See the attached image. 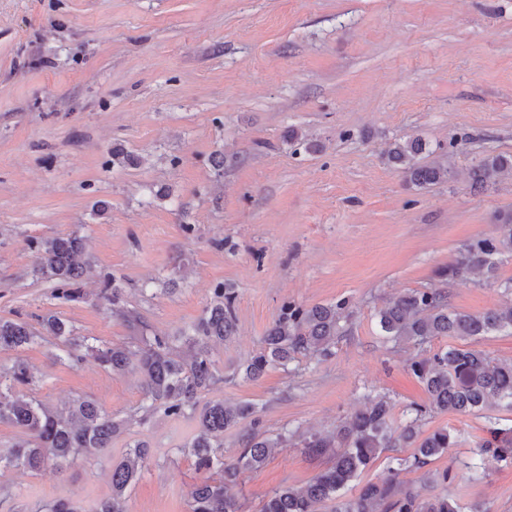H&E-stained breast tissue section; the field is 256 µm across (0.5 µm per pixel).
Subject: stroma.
Returning <instances> with one entry per match:
<instances>
[{
	"label": "stroma",
	"mask_w": 512,
	"mask_h": 512,
	"mask_svg": "<svg viewBox=\"0 0 512 512\" xmlns=\"http://www.w3.org/2000/svg\"><path fill=\"white\" fill-rule=\"evenodd\" d=\"M293 132L317 151H297ZM413 137L457 141L448 182L416 187L387 161L391 143ZM116 147L135 164L113 162ZM489 152L512 155V0H0V317L52 311L77 335L130 341L121 317L92 304L97 279L84 281L87 301L63 304L32 273L27 238L78 233L152 332L190 327L217 284L231 288L237 332L213 351L220 379L207 399L256 403L273 434L333 433L367 393L399 410L425 401L410 350L383 342L374 314L436 285L465 241L512 211V173L470 188ZM341 298L355 316L332 357L236 376L283 301ZM510 302L478 278L451 289L469 313ZM59 353L49 342L0 350V365L23 358L37 397L55 405L90 394L119 419L138 406L136 376L90 359L70 367ZM490 416L512 412L427 416L422 434L457 433L434 469L468 460ZM194 430L159 414L64 475L1 473L0 512L61 499L94 512L134 440L151 456L128 512H189L201 474L182 449ZM330 464L278 449L240 476L243 512ZM485 469L449 484V497L512 512V468L489 457Z\"/></svg>",
	"instance_id": "obj_1"
}]
</instances>
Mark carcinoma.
<instances>
[{"instance_id": "1", "label": "carcinoma", "mask_w": 512, "mask_h": 512, "mask_svg": "<svg viewBox=\"0 0 512 512\" xmlns=\"http://www.w3.org/2000/svg\"><path fill=\"white\" fill-rule=\"evenodd\" d=\"M432 154L418 138L396 142L388 160L418 188L448 181V159L441 156L421 163ZM505 172L512 173V156L486 154L473 164L471 187L484 189ZM26 248L34 257L33 274L52 284L53 298L62 302L82 298L79 284L87 273L82 260L84 239L76 234L30 237ZM512 259V212L498 216L496 232L477 236L458 250L448 266L438 271L440 287L409 290L387 302L376 312L380 335L396 344L420 348L407 368L424 386L428 400L411 403L394 426L395 405L385 395H364L362 407L345 417L331 436L318 433L296 435L294 431L264 436L259 433V410L251 402L226 404L222 400L201 402L202 394L217 381L213 347L224 344L237 326L236 296L222 285L212 290V299L198 320L173 336L149 332V326L134 310H123L128 326L138 333L134 347L101 342L76 334L73 326L55 312L42 315L37 325L21 319H0V349H19L49 338L61 347L59 359L77 366L91 357L105 371L122 377L135 372L140 377L142 400L127 417L117 419L92 395L79 396L61 406H49L36 398L35 380L29 365L16 361L0 367V423L20 431L6 454L0 452L4 468L40 472L47 468L64 474L77 461L102 455L112 440L134 424L147 425L162 413L167 417L197 420V432L184 446L195 457L198 471L205 474L188 493L190 512H241L233 492L241 474L261 468L273 449L296 443L310 456L331 455V466L301 485L274 490L262 512H465L448 497V483L456 478L453 468L430 474L429 481L440 492L423 497L399 481L401 471L423 470L446 454L455 443L446 428L420 439L419 427L426 416L438 413L469 415L496 404L512 412V360L498 362L487 352L470 347H448L428 352L423 346L439 337L478 340L496 333L512 335V305L505 304L482 314L452 308L446 288L474 275L512 293V277L498 278L504 258ZM99 300L112 306L123 302L122 288L110 274L99 273ZM352 315L349 300L305 306L285 301L263 337L256 354L238 366L235 374L256 380L270 369L286 368L298 356L326 359L333 355L336 340L349 331ZM240 428L243 448L233 459L224 460V431ZM487 436L480 439L469 463L470 478L483 474L482 462L490 456L512 466V423L503 425L489 418ZM416 443L408 458L397 455L399 441ZM385 456L386 474L368 482L356 495L345 488ZM149 448L139 440L128 444L121 459L112 463V495L95 512H127L129 491L139 479ZM221 473L220 478L210 476Z\"/></svg>"}]
</instances>
